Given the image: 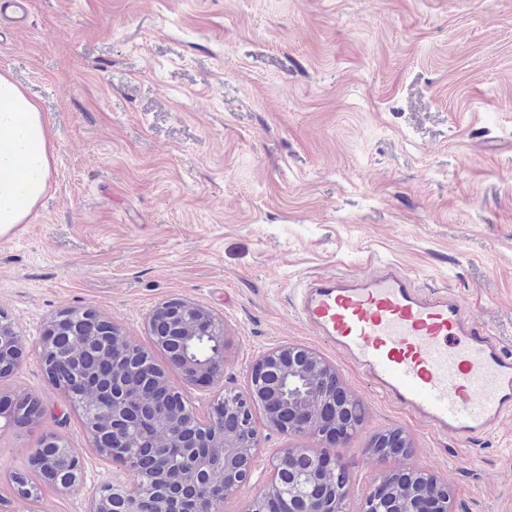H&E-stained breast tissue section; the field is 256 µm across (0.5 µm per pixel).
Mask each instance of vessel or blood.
Wrapping results in <instances>:
<instances>
[{"label":"vessel or blood","instance_id":"vessel-or-blood-1","mask_svg":"<svg viewBox=\"0 0 512 512\" xmlns=\"http://www.w3.org/2000/svg\"><path fill=\"white\" fill-rule=\"evenodd\" d=\"M299 314L374 390L434 432L473 439L512 416V354L448 293L398 266L308 278Z\"/></svg>","mask_w":512,"mask_h":512}]
</instances>
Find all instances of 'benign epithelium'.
I'll list each match as a JSON object with an SVG mask.
<instances>
[{"mask_svg": "<svg viewBox=\"0 0 512 512\" xmlns=\"http://www.w3.org/2000/svg\"><path fill=\"white\" fill-rule=\"evenodd\" d=\"M97 320V315L88 312L65 313L50 325L41 343V361L52 388L62 393L70 402L81 409L90 434H109V446H96L95 451L104 459L113 461V449L144 446V441L133 438L132 429L139 419L129 418L125 412L126 390L112 385L102 388L94 381L76 376L74 384L81 386V396L73 398L69 386L53 376V367L60 361H79V355L55 345L53 337L60 322L71 316ZM167 325L165 340L179 345L171 351L172 365L179 370L189 384L215 386L224 377V350L227 339L224 325L216 322L213 315L203 307L185 300L171 299L157 306L149 319V329ZM206 335L213 346L207 357H199L188 349L195 339ZM85 344H95L104 355L125 345H131L127 337L117 328L104 334L93 331L84 336ZM23 359V343L8 314L0 312V375L13 373ZM275 372L283 383L275 387L267 385V377ZM335 370L317 353L300 346L282 345L261 355L252 365L247 391L238 409L246 418H252V408L264 403L267 408V423L288 433H313L325 437L323 416L325 407L333 399L337 389L333 388L330 377ZM44 408L41 402H28L27 412L0 413V419L7 424H17L22 417L27 423L40 422ZM235 414L230 412L221 417L211 414L203 427L212 431L211 448L213 459L201 460L194 455V444L185 440V432L194 423L200 422L189 408L165 413L155 425L154 442L156 449L175 444L184 449L183 479L192 484L218 477L224 480V498L211 503L209 512H224V501L233 497L245 483L256 462L258 437L248 443L238 440L234 431ZM49 448L35 450V467L44 473L43 481L64 490L79 487L82 481L80 459L57 436L47 435ZM330 468L331 476L347 473L345 464L337 459L327 462L322 457L306 459L303 448H286L271 460L272 480L264 491L253 500L249 512H266L268 497L279 496L288 512H347L348 499L333 498L328 504L327 493L322 489L325 480L324 468ZM130 476L127 481L102 485L92 496L90 512H141L142 500L150 495L157 496L159 512H169L168 499L172 491L168 486L166 472L152 475L139 466L128 464L124 467ZM394 491L386 488L384 482L370 485L363 493L361 512H451L448 488H437L429 498L411 497L398 507H393Z\"/></svg>", "mask_w": 512, "mask_h": 512, "instance_id": "7a95c632", "label": "benign epithelium"}]
</instances>
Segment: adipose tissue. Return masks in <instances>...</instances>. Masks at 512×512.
<instances>
[{
    "instance_id": "1",
    "label": "adipose tissue",
    "mask_w": 512,
    "mask_h": 512,
    "mask_svg": "<svg viewBox=\"0 0 512 512\" xmlns=\"http://www.w3.org/2000/svg\"><path fill=\"white\" fill-rule=\"evenodd\" d=\"M54 152L38 106L0 74V234L24 223L45 193Z\"/></svg>"
}]
</instances>
